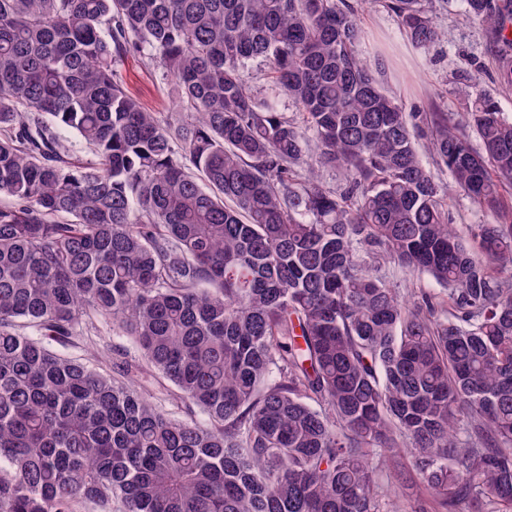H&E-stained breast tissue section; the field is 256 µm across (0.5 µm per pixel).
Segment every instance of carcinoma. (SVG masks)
Wrapping results in <instances>:
<instances>
[{
	"label": "carcinoma",
	"mask_w": 512,
	"mask_h": 512,
	"mask_svg": "<svg viewBox=\"0 0 512 512\" xmlns=\"http://www.w3.org/2000/svg\"><path fill=\"white\" fill-rule=\"evenodd\" d=\"M463 4L511 90L512 0ZM386 6L439 43L431 0ZM359 39L343 0H0V512H389L403 454L444 512H512V118L477 88L429 113L438 182ZM455 193L494 220L459 233ZM95 318L203 420L50 347ZM123 82L135 93L143 106L151 112L167 115L172 112L174 87L170 80H164L156 66L146 55H128L119 67ZM248 85L261 99H272L276 102L278 112H282L288 118L296 119L297 109L288 96L277 88L266 75L263 66L257 63L251 64L246 71ZM381 265L380 274L385 275L394 288H400L405 294L417 297L419 292L423 290L439 296L440 299L446 298L445 292L440 289L441 287L428 276H413L405 268L398 267L392 263Z\"/></svg>",
	"instance_id": "cac0c4a2"
}]
</instances>
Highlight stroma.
<instances>
[{"label":"stroma","instance_id":"1","mask_svg":"<svg viewBox=\"0 0 512 512\" xmlns=\"http://www.w3.org/2000/svg\"><path fill=\"white\" fill-rule=\"evenodd\" d=\"M432 6L443 38L430 51L416 48L408 41L384 0H366L360 9L359 52L369 59H386L385 89L400 99L409 112H461L465 109V93L475 85L494 96L502 111L512 116V91L502 90L495 81L483 28L465 16L461 0H432ZM119 70L125 85L146 109L171 112L174 87L161 77L148 56H127ZM57 350L106 370L120 361L132 364L138 369V383L153 401L164 406L170 402L169 386L149 372L137 347L129 338L113 331L111 324L94 322L82 335L58 345ZM401 469L402 483L388 488L386 501L390 512H434L435 504L421 493L409 460H402Z\"/></svg>","mask_w":512,"mask_h":512}]
</instances>
